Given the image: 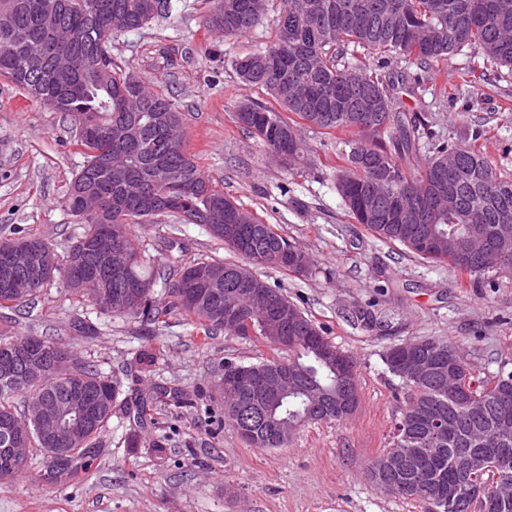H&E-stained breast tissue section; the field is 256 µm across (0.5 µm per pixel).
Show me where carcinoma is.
I'll list each match as a JSON object with an SVG mask.
<instances>
[{"label":"carcinoma","instance_id":"1","mask_svg":"<svg viewBox=\"0 0 512 512\" xmlns=\"http://www.w3.org/2000/svg\"><path fill=\"white\" fill-rule=\"evenodd\" d=\"M49 0H0V76L10 79L30 97L53 112L70 114L75 123L93 120L104 141L93 147L75 141L84 155L79 175L99 195L103 214L87 217L69 196L70 213L83 225L64 256H59L44 238L30 235L26 240L39 246L49 258L51 270L32 282L17 298L0 295V308L17 307L38 296L56 278L64 280L73 296L89 301L108 316H133L153 324L165 317L186 314L196 319L204 334L224 331L251 336L280 351L275 344L285 331L292 332L290 358L277 355L259 365L275 368L289 365L296 371L300 391L280 404L254 393L249 386H235V403L224 404V420L238 432L247 429L246 444L253 448H282L290 435L308 423L342 422L359 400L358 368L353 356L341 350L278 288L253 275L254 285L265 288L276 303L300 322L288 324L236 303L240 325L215 319L224 312L227 295L237 292L233 271L243 270L238 262L196 258L167 268L155 265L147 250L130 231L132 224L152 223L165 215L180 224L206 212L218 201L223 207L222 227L229 215L239 218L236 237L248 248L238 247L235 237L223 230L209 234L252 265L302 272L298 264L306 254L265 224L235 200L224 195L201 171L183 145H174L168 130L183 126L177 103L163 93L127 83L129 73L112 60L110 52L113 18L126 30H137L166 13L169 0H57L61 12L51 18L44 6ZM251 0H213L207 27L224 37L241 36L261 23L262 15L250 8ZM311 0H283L271 45L263 52L233 62L238 77L262 88L276 106L252 101L237 106L240 127L268 148L287 156L288 168L303 164L305 147L296 120L328 132L343 135L336 183L350 217L383 242L398 243L415 256L433 262H447L477 282L488 271L471 259H462L448 244H456L470 224H481L490 235L501 228L503 218L512 222V177L497 173L476 142L482 133L474 131L461 142L434 135L423 116L395 110L394 85L387 79L388 68L397 59L415 65L422 73L452 58L467 47L478 67L461 73L463 83L477 87L491 82L506 68L512 73V0H320L324 8L312 22L305 16ZM386 10L398 13L402 22L394 28L383 25ZM362 48L375 60L344 62L350 48ZM372 91L379 108L367 113L364 122L354 119L363 110L364 92ZM290 116H284V113ZM432 152L420 171L403 165L406 155L422 148ZM462 165L456 186V205L437 214V223L404 222L391 210L396 202L408 211L416 198L437 184V176L448 172V160ZM182 170V177L159 182L163 170ZM112 234L130 255L126 275H100L99 258L91 251L77 252L79 244ZM201 266L220 278L221 291L206 284L185 286L184 271ZM144 286L132 306L113 308L114 301L128 291V283ZM167 290L168 301L159 305L153 292L156 283ZM36 342L52 349L57 341L47 336H0V365L20 344ZM458 347L437 338L423 340L418 356L423 372L416 373L394 347L384 353L388 371L399 378L408 396L396 420L391 448L375 458L367 470L368 480L381 492L410 498L422 512H488L483 502L499 499L496 512H512V491L495 485L493 463L512 460V372H501L490 380L475 382L469 370H453L454 384L448 387V352ZM347 360L351 373L338 375L333 369L339 359ZM160 351L145 346L135 354L143 373L158 364ZM75 382L94 389L103 399L92 425L68 445L69 458L53 473L41 469L51 484H62L79 473L97 468L104 453V433L112 416L120 410L131 413L128 402L119 400L118 378L103 373L91 361L58 356L49 362L40 379H23L0 370V428L22 419L15 405L23 397L24 411L36 399L66 397ZM176 404L188 400L175 388L160 386L154 395L142 398L134 418L146 420L155 401ZM26 446L47 457L57 444L34 429ZM98 454H89V449ZM404 456L401 469L389 471L387 460ZM467 488L454 510H448V487Z\"/></svg>","mask_w":512,"mask_h":512}]
</instances>
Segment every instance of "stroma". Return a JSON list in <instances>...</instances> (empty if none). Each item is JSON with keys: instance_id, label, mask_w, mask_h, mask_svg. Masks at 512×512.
<instances>
[{"instance_id": "stroma-1", "label": "stroma", "mask_w": 512, "mask_h": 512, "mask_svg": "<svg viewBox=\"0 0 512 512\" xmlns=\"http://www.w3.org/2000/svg\"><path fill=\"white\" fill-rule=\"evenodd\" d=\"M281 7V0H270L257 27L227 38L207 28L208 0H171L169 13L148 27L114 33L112 56L177 102L184 114L183 148L204 174L309 255L305 273L266 266L256 272L354 356L355 410L340 423L305 425L287 447L273 449L247 446L227 423L211 433L203 415L164 404L137 429L139 446L131 449L126 439L132 424L116 415L98 468L48 485L36 478L40 462H32L25 474L0 484V512H422L416 501L382 493L367 479L404 406L384 352L434 337L455 342L477 377L512 371V274L494 275L493 287L476 288L451 265L416 258L367 233L348 216L336 190V139L325 131L300 125L309 164L296 173L239 127L237 102L268 97L242 83L232 63L269 46ZM469 60L458 54L418 84L415 67L396 60V108L421 113L435 133L456 142L472 128L483 129L482 152L510 175L512 76L474 90L460 79ZM75 134L71 116L48 110L0 77V239L37 235L61 251L79 236L82 227L66 204L84 161ZM133 232L162 266L231 256L201 224L183 225L171 242L160 220L135 225ZM370 303L381 323L373 332L356 319ZM79 312L97 323V335L72 328ZM0 332L64 343L105 374L119 375L128 400L150 396L159 386L178 387L216 409L224 405L215 387L224 361L250 365L272 354L235 335H205L187 316L151 331L137 318L102 315L91 304L75 303L60 279L34 300L0 311ZM145 345L165 354L149 377L132 362Z\"/></svg>"}]
</instances>
